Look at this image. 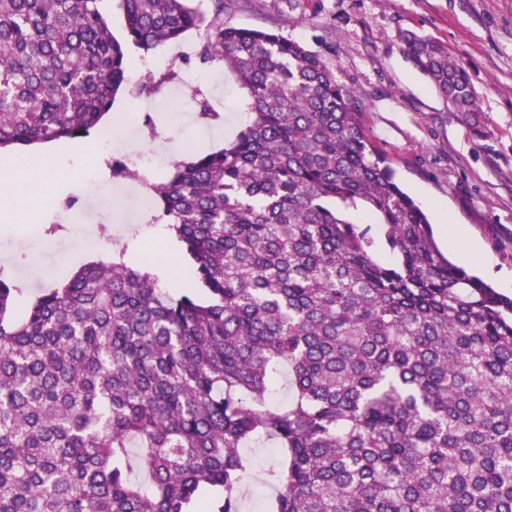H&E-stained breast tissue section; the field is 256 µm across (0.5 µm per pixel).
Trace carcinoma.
<instances>
[{
  "label": "carcinoma",
  "instance_id": "obj_1",
  "mask_svg": "<svg viewBox=\"0 0 512 512\" xmlns=\"http://www.w3.org/2000/svg\"><path fill=\"white\" fill-rule=\"evenodd\" d=\"M100 2L0 0V151L103 128L127 64ZM189 2L121 7L146 53L206 26L248 98L231 144L149 184L196 287L122 251L19 313L0 277V512H243L257 440L271 512H512V297L439 251L318 54ZM402 40L483 137L466 67Z\"/></svg>",
  "mask_w": 512,
  "mask_h": 512
}]
</instances>
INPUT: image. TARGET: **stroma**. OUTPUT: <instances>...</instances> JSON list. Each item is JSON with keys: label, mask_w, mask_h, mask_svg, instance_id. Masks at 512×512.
Instances as JSON below:
<instances>
[{"label": "stroma", "mask_w": 512, "mask_h": 512, "mask_svg": "<svg viewBox=\"0 0 512 512\" xmlns=\"http://www.w3.org/2000/svg\"><path fill=\"white\" fill-rule=\"evenodd\" d=\"M223 19L228 27L273 30L319 54L337 81L356 92L369 138L428 214L440 250L512 295V0H224ZM404 31L440 42L466 65L486 115V138L472 137L413 67ZM205 37V28L189 30L184 57L176 54L181 46L168 43L147 53L130 48L127 82L109 116L126 149L76 161L69 142H59L56 181L25 193L21 213L0 223V271L29 295L42 290L51 269L70 273L106 254L104 226L132 213V206L117 203L113 160L151 155L150 176L157 180L185 142L218 149L244 126L245 93L234 74L215 82L217 64L196 57ZM176 93L185 100L179 121L159 123ZM203 99L207 118L200 113ZM148 115L154 126L146 125ZM90 179L98 193L83 192Z\"/></svg>", "instance_id": "35a3bbf8"}]
</instances>
